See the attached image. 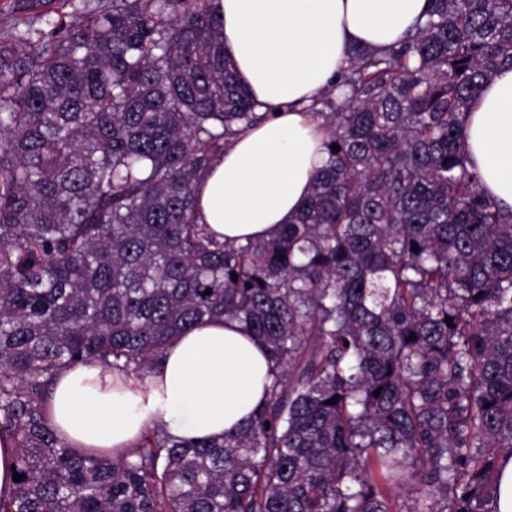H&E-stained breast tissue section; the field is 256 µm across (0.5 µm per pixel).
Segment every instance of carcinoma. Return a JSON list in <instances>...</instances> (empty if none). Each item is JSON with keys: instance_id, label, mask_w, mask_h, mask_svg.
Returning <instances> with one entry per match:
<instances>
[{"instance_id": "carcinoma-1", "label": "carcinoma", "mask_w": 512, "mask_h": 512, "mask_svg": "<svg viewBox=\"0 0 512 512\" xmlns=\"http://www.w3.org/2000/svg\"><path fill=\"white\" fill-rule=\"evenodd\" d=\"M42 4L11 0L25 29L0 41V439L24 476L0 512H497L512 211L470 168L465 116L512 67V0H431L396 44L352 49L310 108L327 159L300 213L244 244L196 212L205 170L268 116L214 0ZM223 316L271 361L245 428L153 427L114 457L50 426L65 368L143 378Z\"/></svg>"}]
</instances>
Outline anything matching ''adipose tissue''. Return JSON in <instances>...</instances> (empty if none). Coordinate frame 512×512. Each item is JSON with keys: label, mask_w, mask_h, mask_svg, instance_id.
<instances>
[{"label": "adipose tissue", "mask_w": 512, "mask_h": 512, "mask_svg": "<svg viewBox=\"0 0 512 512\" xmlns=\"http://www.w3.org/2000/svg\"><path fill=\"white\" fill-rule=\"evenodd\" d=\"M430 0H216L238 82L272 117L235 137L200 180L197 210L223 242L268 236L292 221L324 157L308 110L352 48L399 41ZM465 146L482 187L512 210V69L466 117ZM271 361L232 319L181 333L144 379L78 363L60 374L48 417L76 450L120 455L147 428L175 439L220 438L263 403Z\"/></svg>", "instance_id": "obj_1"}]
</instances>
